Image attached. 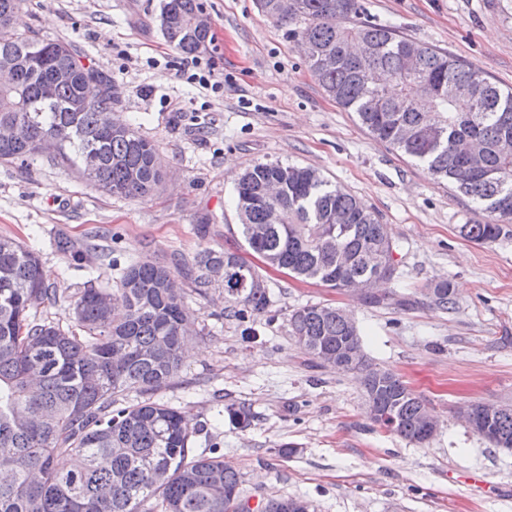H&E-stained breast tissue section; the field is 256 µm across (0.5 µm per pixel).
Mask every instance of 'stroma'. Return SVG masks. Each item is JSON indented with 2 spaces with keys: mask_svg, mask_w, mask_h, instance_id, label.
<instances>
[{
  "mask_svg": "<svg viewBox=\"0 0 512 512\" xmlns=\"http://www.w3.org/2000/svg\"><path fill=\"white\" fill-rule=\"evenodd\" d=\"M211 42L199 73L224 81L215 92L183 73L187 57L161 30L162 0H23L19 29L75 45L112 79L115 119L158 145L165 180L153 196L104 194L73 170L38 158L0 163V235L36 249L50 273L42 317L66 322L71 296L87 285L116 286L143 257L192 261L211 248L243 249L234 186L256 162L319 170L365 202L395 244L398 285L372 305L267 268L268 312L226 317L223 289L186 301L204 336L179 378L155 400L188 411L241 476L252 504L297 496L314 512H512V454L494 448L457 415L465 402L512 404V235L481 244L460 227L483 224L470 199L437 184L422 166L361 129L312 75L285 27L255 0H201ZM364 19L390 24L415 42L448 51L512 88V0H358ZM88 247L72 270L58 237ZM449 282L451 310L431 290ZM352 313L363 349L402 377L440 426L412 444L367 415L355 373L317 366L288 335V316L306 304ZM250 408L240 429L219 413ZM289 443L297 452L278 454Z\"/></svg>",
  "mask_w": 512,
  "mask_h": 512,
  "instance_id": "1",
  "label": "stroma"
}]
</instances>
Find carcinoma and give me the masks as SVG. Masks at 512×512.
I'll list each match as a JSON object with an SVG mask.
<instances>
[{"mask_svg": "<svg viewBox=\"0 0 512 512\" xmlns=\"http://www.w3.org/2000/svg\"><path fill=\"white\" fill-rule=\"evenodd\" d=\"M22 0H0V65L11 64L16 82L0 86V123L17 120L18 137L0 141V163L28 166L40 143L57 141L53 160L78 172L85 154L98 163L89 183L130 199L144 198L163 182L156 144L131 126L112 124V80L83 62L74 46L47 40L12 24ZM258 8L290 37L332 55L326 67L308 58L325 92L373 137L424 167L438 183L478 204L484 224H463L467 238L493 243L512 222V88L502 89L461 59L401 36L395 27L359 21L358 0H298L282 15L275 0ZM202 12L200 0H164L160 17L168 43L195 54L210 31L187 29ZM372 48L348 53L351 43ZM418 57L413 73L402 69ZM384 76L387 82H379ZM99 87L88 96V88ZM473 87L477 94L458 93ZM287 177L278 202L281 221L264 237L250 233L267 223L269 203L260 188ZM240 235L270 267L301 281L341 289L370 277L392 280L394 246L374 212L320 172L297 164L256 162L235 187ZM348 217V229L336 214ZM224 268V313L240 321L270 307L268 289L250 288L260 276L238 252L205 249L191 266L193 290L212 287L209 271ZM184 263L140 260L128 265L116 293L88 285L71 297L67 325L37 317L52 299L50 275L23 242L0 236V512H244L240 476L224 456L195 454L197 429L187 412L152 399L179 377L191 312L185 296L167 295L166 282ZM438 307L454 308L450 284L434 285ZM291 339L305 352L350 343L362 348L358 328L331 305L310 304L288 318ZM365 394L384 398L395 421L390 432L421 444L426 404L396 373L361 355ZM130 393L140 396L126 402ZM241 429L251 425L245 407H225ZM493 428L512 438V406L493 416Z\"/></svg>", "mask_w": 512, "mask_h": 512, "instance_id": "obj_1", "label": "carcinoma"}]
</instances>
